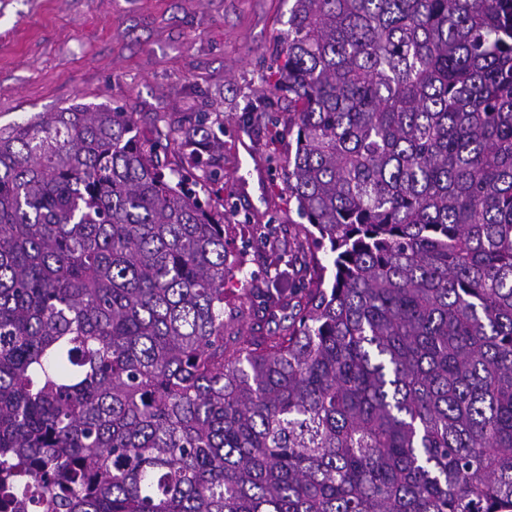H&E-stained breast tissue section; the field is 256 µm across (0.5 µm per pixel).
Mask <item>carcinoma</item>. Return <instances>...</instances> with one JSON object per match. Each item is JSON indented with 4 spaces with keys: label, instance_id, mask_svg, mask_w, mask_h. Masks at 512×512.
<instances>
[{
    "label": "carcinoma",
    "instance_id": "carcinoma-1",
    "mask_svg": "<svg viewBox=\"0 0 512 512\" xmlns=\"http://www.w3.org/2000/svg\"><path fill=\"white\" fill-rule=\"evenodd\" d=\"M282 57L315 251L266 252L258 336L221 111L0 128V510L512 512V0H293Z\"/></svg>",
    "mask_w": 512,
    "mask_h": 512
}]
</instances>
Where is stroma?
<instances>
[{
  "label": "stroma",
  "mask_w": 512,
  "mask_h": 512,
  "mask_svg": "<svg viewBox=\"0 0 512 512\" xmlns=\"http://www.w3.org/2000/svg\"><path fill=\"white\" fill-rule=\"evenodd\" d=\"M291 0H0V128L73 103L107 104L137 113L147 140L164 120L190 125L196 113H224V240L242 258L224 284L226 304L249 333L250 289L267 279L264 251L286 248L302 222L289 207L283 166L287 139L270 140L254 118L274 101L288 123V95L274 87ZM266 170L250 202L238 195L240 163ZM261 225L264 245L242 235Z\"/></svg>",
  "instance_id": "stroma-1"
}]
</instances>
